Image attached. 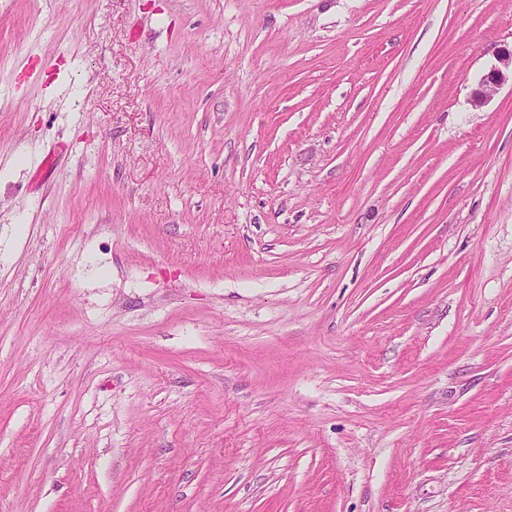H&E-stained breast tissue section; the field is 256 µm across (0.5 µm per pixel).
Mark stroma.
Returning a JSON list of instances; mask_svg holds the SVG:
<instances>
[{"mask_svg": "<svg viewBox=\"0 0 512 512\" xmlns=\"http://www.w3.org/2000/svg\"><path fill=\"white\" fill-rule=\"evenodd\" d=\"M511 51L512 0H0V512H512ZM506 75L502 69L495 68L485 75L479 83V89L474 92L475 105L484 104L491 96V93L506 80Z\"/></svg>", "mask_w": 512, "mask_h": 512, "instance_id": "35a3bbf8", "label": "stroma"}]
</instances>
